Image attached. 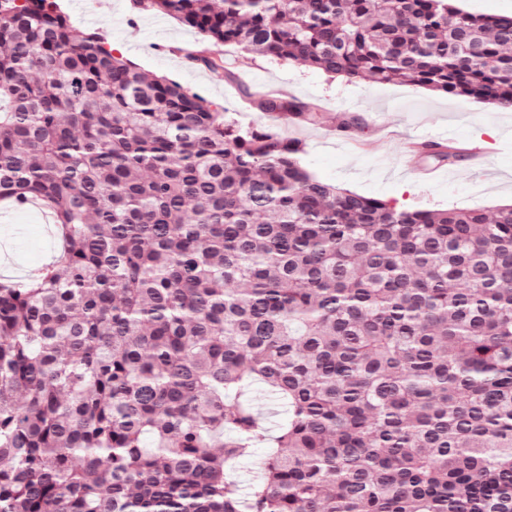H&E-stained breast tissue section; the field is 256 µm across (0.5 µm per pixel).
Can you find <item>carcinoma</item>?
<instances>
[{
    "label": "carcinoma",
    "mask_w": 512,
    "mask_h": 512,
    "mask_svg": "<svg viewBox=\"0 0 512 512\" xmlns=\"http://www.w3.org/2000/svg\"><path fill=\"white\" fill-rule=\"evenodd\" d=\"M213 45L512 108V14L147 0ZM274 120H320L266 96ZM0 0V202L55 269L0 281V512H512V205L398 209ZM283 400L266 434L243 396ZM266 443L245 493L229 463Z\"/></svg>",
    "instance_id": "obj_1"
}]
</instances>
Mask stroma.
<instances>
[{
  "label": "stroma",
  "mask_w": 512,
  "mask_h": 512,
  "mask_svg": "<svg viewBox=\"0 0 512 512\" xmlns=\"http://www.w3.org/2000/svg\"><path fill=\"white\" fill-rule=\"evenodd\" d=\"M71 24L85 33L97 32L109 45L119 46L136 68L165 75L190 91L223 105L229 117L245 126L264 127L270 118L246 103L247 94L270 87L288 88L295 96L325 112L330 122L344 113L379 115L385 130L363 123L335 137L326 127L275 125L286 138L301 141L303 165L326 181L403 208H471L488 210L512 203V110H494L476 99L432 91L416 85L331 79L324 72L270 56L215 46L174 17L136 7L134 0H60ZM225 58L230 73L210 69L198 55ZM456 129L453 148L466 150L478 141L487 161L474 169L456 160L453 172L433 183L406 173L407 146L417 132L441 126ZM53 227L35 210L16 212L12 223H0V253L14 277L31 281L40 276L54 255Z\"/></svg>",
  "instance_id": "obj_1"
}]
</instances>
